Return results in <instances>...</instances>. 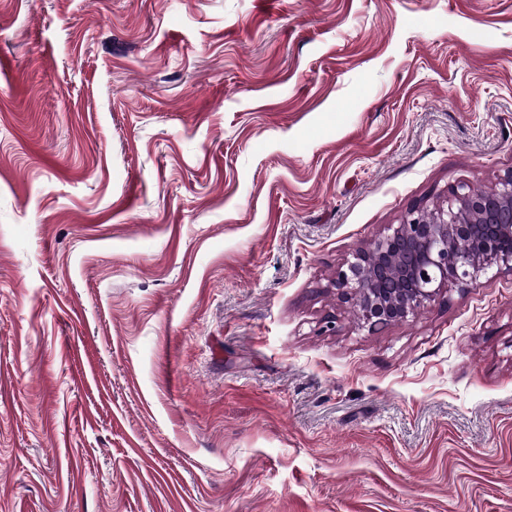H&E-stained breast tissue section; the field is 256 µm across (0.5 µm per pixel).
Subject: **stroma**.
Returning <instances> with one entry per match:
<instances>
[{
	"instance_id": "stroma-1",
	"label": "stroma",
	"mask_w": 512,
	"mask_h": 512,
	"mask_svg": "<svg viewBox=\"0 0 512 512\" xmlns=\"http://www.w3.org/2000/svg\"><path fill=\"white\" fill-rule=\"evenodd\" d=\"M511 170L512 0H0V512H512V271L332 285Z\"/></svg>"
}]
</instances>
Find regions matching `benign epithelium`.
Returning a JSON list of instances; mask_svg holds the SVG:
<instances>
[{
	"mask_svg": "<svg viewBox=\"0 0 512 512\" xmlns=\"http://www.w3.org/2000/svg\"><path fill=\"white\" fill-rule=\"evenodd\" d=\"M492 266L512 271V171L493 187L459 185L444 202L411 209L371 249L356 251L333 286L372 330L407 320L448 284Z\"/></svg>",
	"mask_w": 512,
	"mask_h": 512,
	"instance_id": "obj_1",
	"label": "benign epithelium"
}]
</instances>
